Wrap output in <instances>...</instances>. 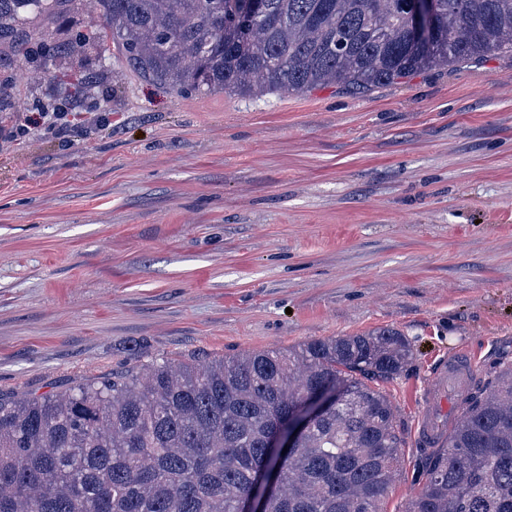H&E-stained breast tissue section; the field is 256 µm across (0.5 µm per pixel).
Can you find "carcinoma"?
Instances as JSON below:
<instances>
[{"mask_svg": "<svg viewBox=\"0 0 512 512\" xmlns=\"http://www.w3.org/2000/svg\"><path fill=\"white\" fill-rule=\"evenodd\" d=\"M65 0H0V42L19 21L47 29ZM128 63L176 90L363 93L429 67L512 49V0H433L418 38L409 0H94ZM412 350L396 331L313 340L209 362H153L45 397H0V512H237L260 469L277 472L260 512H382L404 445L379 385ZM336 399L288 456L267 444L317 392ZM405 512H512V362L460 399Z\"/></svg>", "mask_w": 512, "mask_h": 512, "instance_id": "obj_1", "label": "carcinoma"}]
</instances>
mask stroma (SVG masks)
<instances>
[{"mask_svg":"<svg viewBox=\"0 0 512 512\" xmlns=\"http://www.w3.org/2000/svg\"><path fill=\"white\" fill-rule=\"evenodd\" d=\"M102 23L66 0L27 24L28 57L0 43V126L98 81L69 139L0 143V396L393 329L413 357L383 386L405 429L384 512H404L435 369L512 359V51L358 94L179 92L113 41L26 78Z\"/></svg>","mask_w":512,"mask_h":512,"instance_id":"obj_1","label":"stroma"}]
</instances>
